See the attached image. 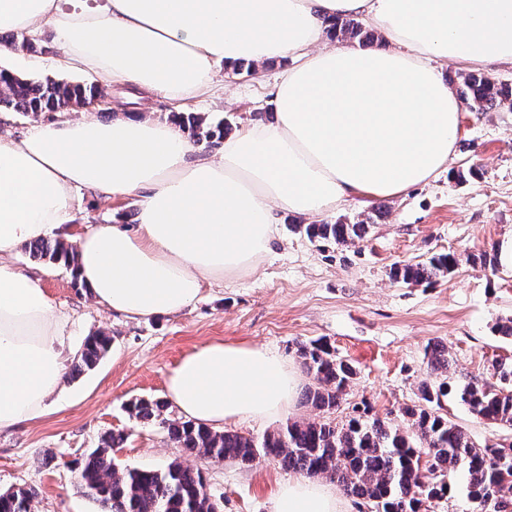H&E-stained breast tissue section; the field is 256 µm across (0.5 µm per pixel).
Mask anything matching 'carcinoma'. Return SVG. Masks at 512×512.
<instances>
[{
  "mask_svg": "<svg viewBox=\"0 0 512 512\" xmlns=\"http://www.w3.org/2000/svg\"><path fill=\"white\" fill-rule=\"evenodd\" d=\"M329 35L336 40L371 43L375 35L354 17L336 20ZM0 112L38 117L83 107L105 97L96 84L71 82L46 75L20 76L0 68ZM460 101L475 112L512 107V85L483 72L461 76L456 88ZM170 121L190 132L194 141L215 144L232 131V124L210 120L195 112H173ZM310 240L349 245L362 240L371 225L338 221L334 224H296ZM30 255L71 270L72 284L79 287L76 250L62 239H39L24 245ZM461 259L454 252L393 267L390 278L405 285H431L452 274ZM112 337L99 333L87 339L73 366L76 373L93 368L110 350ZM296 354L315 386L305 401L322 413L314 419L295 420L260 437L233 431H216L192 421L164 418L167 403L161 399H135L126 405L139 421L158 420L168 439L189 455L214 463L236 462L251 466L263 458L311 478H325L353 497L371 504L375 512H421L422 506L451 492L449 476L462 469L468 476L469 498L481 510L512 512V445H478L449 418L444 399L453 394L469 411L491 423L512 430V364L493 365L496 382L477 379L460 384L450 376L447 348L433 344L425 358L432 378L421 383L418 402L404 407L398 421L381 419L369 407L353 409V415L331 419L347 395L355 375L353 367L323 340L300 343ZM126 440L111 433L98 447L75 463L87 496L99 502L103 512H217L199 470L179 462L163 468H121L112 449ZM34 488L0 492V512H32Z\"/></svg>",
  "mask_w": 512,
  "mask_h": 512,
  "instance_id": "obj_1",
  "label": "carcinoma"
}]
</instances>
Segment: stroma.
<instances>
[{"label": "stroma", "instance_id": "35a3bbf8", "mask_svg": "<svg viewBox=\"0 0 512 512\" xmlns=\"http://www.w3.org/2000/svg\"><path fill=\"white\" fill-rule=\"evenodd\" d=\"M36 47L33 53L1 57L0 67L29 77L52 74L57 48L46 35ZM281 70L278 63L249 73L216 66L212 94L183 103L159 97L142 105L121 99L111 86L105 104L91 112L104 122L139 109L160 121L173 112H200L237 127L268 118L270 91ZM472 166L477 176L458 179V170ZM73 207L75 224L63 236L70 244L84 230L116 216L134 228L138 198L106 201L81 189ZM374 210L379 216L369 234L348 246L310 241L291 231L294 216H284L272 252L256 271L206 284L179 314L139 320L112 314L85 289L74 288L65 268L18 250L15 266L39 276L58 307L70 314L73 354L100 332L111 336L112 348L94 369L68 377L47 413L0 433V491L35 488L32 512H101L99 503L84 494L75 463L102 436L122 431L127 440L112 451L120 467L180 461L204 473L218 512H270L273 496L292 472L269 461L246 468L188 455L169 441L161 424L136 421L125 409L130 400L164 396L170 368L212 341L276 352L296 369L305 388L313 379L302 371L296 345L327 340L358 372L344 408L365 402L383 419H398L403 406L417 401L419 385L430 374L427 345L447 348L450 371L459 382L490 379L494 362L512 360V339L494 331L499 319L512 317V265L493 271L464 262L427 287L393 283L388 273L393 264L434 253L463 254L512 243V108L462 111L455 152L446 169L427 183L397 198L353 197L314 221L353 223ZM444 405L476 443H512V431L474 417L455 397ZM314 415L311 406L297 400L277 417L234 421L227 428L260 436Z\"/></svg>", "mask_w": 512, "mask_h": 512}]
</instances>
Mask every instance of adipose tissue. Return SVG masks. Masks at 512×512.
I'll use <instances>...</instances> for the list:
<instances>
[{"instance_id": "obj_1", "label": "adipose tissue", "mask_w": 512, "mask_h": 512, "mask_svg": "<svg viewBox=\"0 0 512 512\" xmlns=\"http://www.w3.org/2000/svg\"><path fill=\"white\" fill-rule=\"evenodd\" d=\"M359 16L386 44L326 45L336 18ZM51 33L61 68L146 97L208 95L214 67L288 60L274 118L246 123L200 156L173 123L140 114L63 118L0 136V432L43 415L65 388L70 318L9 258L72 224L74 190L135 194L137 225L77 238L89 296L129 319L180 313L206 281L253 271L282 214L315 216L353 195L395 197L443 171L460 103L437 61L512 62V0H0V32ZM298 378L277 354L210 342L165 380L188 420L218 429L290 407ZM271 512H339L324 484L282 485Z\"/></svg>"}]
</instances>
